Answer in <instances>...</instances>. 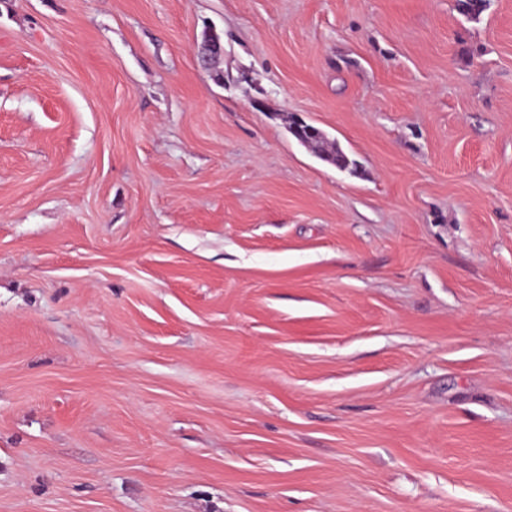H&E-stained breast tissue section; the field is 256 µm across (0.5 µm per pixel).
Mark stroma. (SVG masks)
I'll list each match as a JSON object with an SVG mask.
<instances>
[{"instance_id": "1", "label": "stroma", "mask_w": 512, "mask_h": 512, "mask_svg": "<svg viewBox=\"0 0 512 512\" xmlns=\"http://www.w3.org/2000/svg\"><path fill=\"white\" fill-rule=\"evenodd\" d=\"M0 512H512V0H0ZM326 144V138L321 141L314 142V145L310 147L315 153H317L319 158L323 161L336 166L341 170H347L351 166H355V162L350 160L349 157L340 149L333 148L328 151L325 149L324 145Z\"/></svg>"}]
</instances>
